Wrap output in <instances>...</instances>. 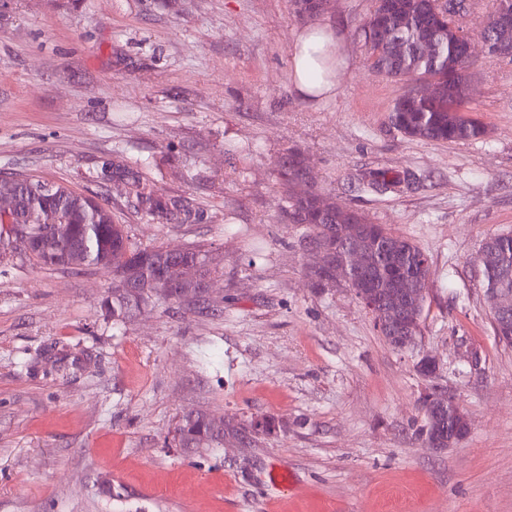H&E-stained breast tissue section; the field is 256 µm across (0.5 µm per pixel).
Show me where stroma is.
<instances>
[{"instance_id": "stroma-1", "label": "stroma", "mask_w": 512, "mask_h": 512, "mask_svg": "<svg viewBox=\"0 0 512 512\" xmlns=\"http://www.w3.org/2000/svg\"><path fill=\"white\" fill-rule=\"evenodd\" d=\"M375 0L321 21L346 65L335 97L296 93L292 0H10L0 11V171L90 195L141 246L197 245L217 268L197 305L123 322L111 275L0 257V512H512V345L494 335L476 266L512 232V62L482 56L468 108L483 138L409 140L388 115L406 81L371 67L357 30ZM338 205L430 256L415 350H394L285 223L288 149ZM146 162L199 224H149L103 163ZM384 167L423 178L384 196L344 189ZM440 363L427 379L423 355ZM454 395L471 429L425 441L420 399ZM188 412L272 420L250 446L190 453ZM291 471L293 487L269 482ZM122 497L102 493V480Z\"/></svg>"}]
</instances>
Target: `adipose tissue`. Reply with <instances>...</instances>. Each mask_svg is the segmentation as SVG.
Wrapping results in <instances>:
<instances>
[{
    "label": "adipose tissue",
    "mask_w": 512,
    "mask_h": 512,
    "mask_svg": "<svg viewBox=\"0 0 512 512\" xmlns=\"http://www.w3.org/2000/svg\"><path fill=\"white\" fill-rule=\"evenodd\" d=\"M290 76L295 90L306 99H324L336 92L341 61L333 30L315 21L297 33L290 51Z\"/></svg>",
    "instance_id": "obj_1"
}]
</instances>
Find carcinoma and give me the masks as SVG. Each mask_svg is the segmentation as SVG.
Segmentation results:
<instances>
[{
  "label": "carcinoma",
  "instance_id": "cac0c4a2",
  "mask_svg": "<svg viewBox=\"0 0 512 512\" xmlns=\"http://www.w3.org/2000/svg\"><path fill=\"white\" fill-rule=\"evenodd\" d=\"M416 0H379L370 17L360 26L359 36L367 48L372 67L394 79H406L410 87L425 80L448 86V80L465 85V73L478 66L477 59L465 60L458 29L453 21L434 12L424 13L413 7ZM488 55L512 60V33L505 35L495 28L486 29ZM392 127L410 140L442 143L478 139L486 134L485 126L469 116L467 97L458 96L454 104L448 96L437 99L410 96L404 91L394 102L390 115ZM148 164L132 167L120 163H103L101 179L115 180L127 189L128 208L148 223L191 224L202 220L201 214L189 203L163 192L157 181L146 173ZM279 177L288 185L284 213L290 224L303 229L308 241L339 240L345 247L346 231L342 227L344 209L314 186L301 182L299 152L290 149L282 157ZM410 171L385 168L370 169L349 184L358 183L373 192L399 194L417 183ZM39 183L32 177H0V191H10L17 198V207L10 213L0 212V248H18L38 265L69 266L68 256L78 250L82 265L109 271L112 280L121 283L125 270L138 267V296L127 299L112 297V317L124 319L152 305L163 296L155 293L172 282V270L182 263L197 266L199 278L210 280L216 267L206 251L188 247L174 255L161 245L142 248L132 241L126 226L115 222L112 211L95 197L79 193L66 185H57L53 197L30 192ZM352 223L362 227L370 256L367 269L376 287L386 289L390 277L397 271L412 287L428 289L422 263L429 256L410 239L397 235L382 224L373 223L365 214L351 212ZM499 260L484 266L482 285L485 288L512 289V233L496 234ZM315 288L336 287V269L310 272ZM426 297H421L412 327L399 330L391 346L402 351L415 345L421 332ZM275 424L267 421L258 426L252 422L226 421L217 426L207 420V414H187L177 428L182 448H220L224 441L235 438L251 444L259 435H268Z\"/></svg>",
  "mask_w": 512,
  "mask_h": 512
}]
</instances>
